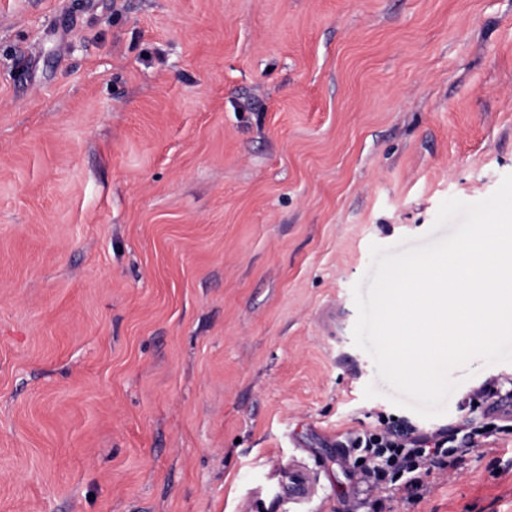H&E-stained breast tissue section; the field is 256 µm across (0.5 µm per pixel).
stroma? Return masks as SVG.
<instances>
[{
    "instance_id": "obj_1",
    "label": "stroma",
    "mask_w": 512,
    "mask_h": 512,
    "mask_svg": "<svg viewBox=\"0 0 512 512\" xmlns=\"http://www.w3.org/2000/svg\"><path fill=\"white\" fill-rule=\"evenodd\" d=\"M512 174V0H0V512H238L249 465L362 492L396 406L356 346L371 244ZM392 512H512V418Z\"/></svg>"
}]
</instances>
